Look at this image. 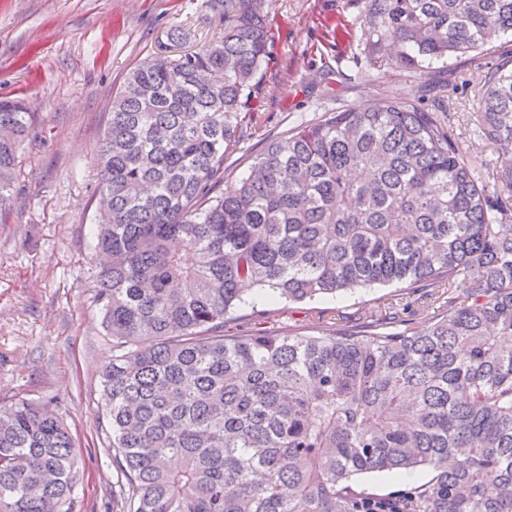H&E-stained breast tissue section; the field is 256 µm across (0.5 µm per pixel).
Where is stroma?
<instances>
[{"mask_svg": "<svg viewBox=\"0 0 512 512\" xmlns=\"http://www.w3.org/2000/svg\"><path fill=\"white\" fill-rule=\"evenodd\" d=\"M361 0H269L271 60L247 111L278 134L335 107H371L409 89L402 71L373 72L356 56ZM184 40L170 38L173 30ZM222 23L203 0H0V98L30 103L35 122L8 209L0 212V405L28 400L54 412L77 445L83 475L72 512H112L124 483L112 465L101 375L113 355L92 302L90 229L100 216L93 158L112 97L128 72L159 56L195 51ZM512 56V38L433 63L421 107L447 111L448 126L493 185L502 159L479 131L481 78ZM388 309L411 315L398 288L374 286L313 302H273L250 291L232 332L350 326ZM364 475L370 496L409 492L413 472Z\"/></svg>", "mask_w": 512, "mask_h": 512, "instance_id": "1", "label": "stroma"}]
</instances>
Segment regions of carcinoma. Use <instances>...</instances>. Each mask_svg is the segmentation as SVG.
<instances>
[{
	"label": "carcinoma",
	"mask_w": 512,
	"mask_h": 512,
	"mask_svg": "<svg viewBox=\"0 0 512 512\" xmlns=\"http://www.w3.org/2000/svg\"><path fill=\"white\" fill-rule=\"evenodd\" d=\"M222 36L134 67L94 156V302L118 355L102 372L129 512H357L356 478L426 469L401 512H512V69L483 76L497 187L413 97L261 138L242 111L270 56L265 0H206ZM363 51L425 64L512 33V0H364ZM33 113L0 99V209ZM432 301L317 335L229 334L251 285L290 303L396 285ZM75 444L49 410L0 406V512H71ZM256 135L252 139L247 141L248 143L245 145V146H247V148L244 151L243 155H244V158H247L246 160L235 161L238 157H240L242 155V153H237L232 158L229 159L228 163H232V164H231L227 174H230V175L226 179H224L223 188H226L227 185H234L240 179L247 176L248 169H249L248 166L255 160V157H257V155L259 154L260 149H261L260 139L263 136H256Z\"/></svg>",
	"instance_id": "cac0c4a2"
}]
</instances>
